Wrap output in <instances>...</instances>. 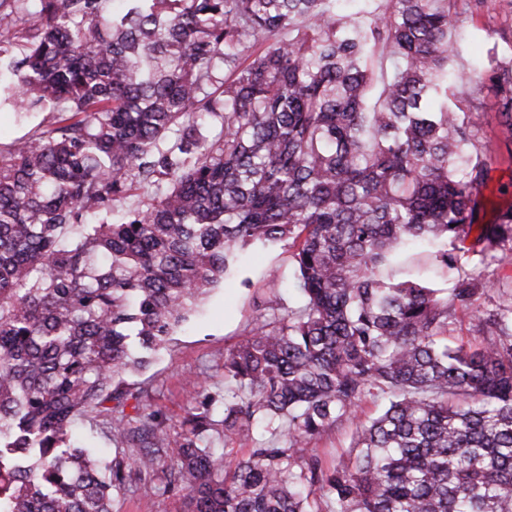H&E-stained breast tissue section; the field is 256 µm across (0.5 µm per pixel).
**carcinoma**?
I'll return each mask as SVG.
<instances>
[{"mask_svg":"<svg viewBox=\"0 0 512 512\" xmlns=\"http://www.w3.org/2000/svg\"><path fill=\"white\" fill-rule=\"evenodd\" d=\"M456 2L0 0V99L48 113L0 148V512H113L132 481L186 512H512V290L461 263L512 262V207L477 223ZM488 67L512 140V51ZM422 241L449 290L378 275ZM255 242L288 244L302 305L263 302L222 413L172 439L122 376ZM102 406L110 459L71 439ZM259 431L286 443L232 468L209 443ZM354 426L346 424L344 428L328 432L312 440L306 448L307 453L318 454L324 463H330L334 457L349 448L353 441Z\"/></svg>","mask_w":512,"mask_h":512,"instance_id":"cac0c4a2","label":"carcinoma"}]
</instances>
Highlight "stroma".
<instances>
[{"label":"stroma","instance_id":"obj_1","mask_svg":"<svg viewBox=\"0 0 512 512\" xmlns=\"http://www.w3.org/2000/svg\"><path fill=\"white\" fill-rule=\"evenodd\" d=\"M463 27L458 29L455 47L461 65L486 62V51L493 44L512 39V0H486L475 13L463 12ZM464 95L480 105L474 118L482 133L501 134L498 104L487 74L464 83ZM489 180L479 200V221L493 220L496 212L512 206V163L506 153H499L489 163ZM384 276L402 278L423 276L438 287L448 285L446 271L434 263L427 248L414 247L402 253ZM293 265L287 246L255 244L240 253L224 279L194 306L186 324L177 328L169 345L146 368L125 374L131 389L144 388L150 403L162 410L170 437H178L187 409L195 407L200 391L215 396L224 394V353L241 340L258 302L275 297L284 306H297L298 296L292 286ZM182 492L171 491L152 498L141 496L136 485L127 486L114 502V512H185Z\"/></svg>","mask_w":512,"mask_h":512}]
</instances>
